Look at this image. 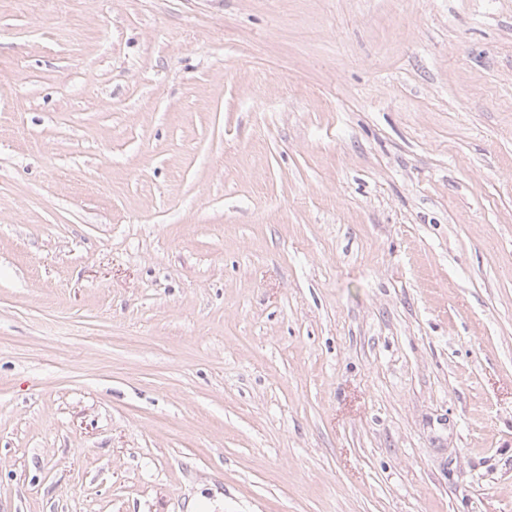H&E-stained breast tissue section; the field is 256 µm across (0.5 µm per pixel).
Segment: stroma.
<instances>
[{"label":"stroma","instance_id":"stroma-1","mask_svg":"<svg viewBox=\"0 0 512 512\" xmlns=\"http://www.w3.org/2000/svg\"><path fill=\"white\" fill-rule=\"evenodd\" d=\"M0 512H512V0H0Z\"/></svg>","mask_w":512,"mask_h":512}]
</instances>
